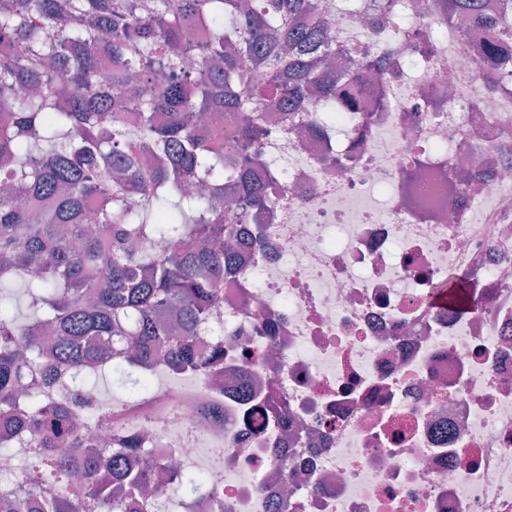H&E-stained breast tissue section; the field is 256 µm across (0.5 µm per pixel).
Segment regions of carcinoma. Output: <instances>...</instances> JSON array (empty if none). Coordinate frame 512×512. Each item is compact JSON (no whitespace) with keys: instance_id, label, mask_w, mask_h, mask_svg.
Masks as SVG:
<instances>
[{"instance_id":"cac0c4a2","label":"carcinoma","mask_w":512,"mask_h":512,"mask_svg":"<svg viewBox=\"0 0 512 512\" xmlns=\"http://www.w3.org/2000/svg\"><path fill=\"white\" fill-rule=\"evenodd\" d=\"M482 2L411 10L438 7L464 40L483 30L481 75L509 85L512 0ZM332 21L323 0H0V185L15 189L0 197V290L20 286L28 309L0 306V453L22 447L34 488L1 492L0 512H151L168 460L97 447L88 431L111 425L112 401L82 393L105 372L147 387L137 373L161 348L208 373L198 342L222 306L224 241L278 190L258 154L224 162V130L202 117L274 98L293 121L312 95L326 123L364 110L383 81L327 39ZM272 132L259 116L237 129L253 149ZM142 239L155 249L135 251ZM448 289L470 307L468 279ZM66 371L73 400L47 406L31 378Z\"/></svg>"}]
</instances>
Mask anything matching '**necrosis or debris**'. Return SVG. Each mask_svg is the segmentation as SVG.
Here are the masks:
<instances>
[{"mask_svg":"<svg viewBox=\"0 0 512 512\" xmlns=\"http://www.w3.org/2000/svg\"><path fill=\"white\" fill-rule=\"evenodd\" d=\"M377 11L334 37L393 58L385 109L271 136L284 197L224 281L215 378L163 364L112 409L109 442L176 463L154 512H512V91L452 30L406 67L440 14L385 47ZM458 275L465 313L440 298Z\"/></svg>","mask_w":512,"mask_h":512,"instance_id":"1","label":"necrosis or debris"}]
</instances>
